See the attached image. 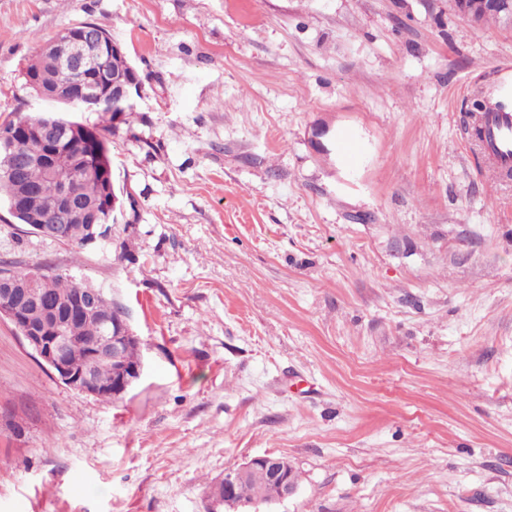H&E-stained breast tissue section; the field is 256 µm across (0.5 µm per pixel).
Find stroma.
I'll list each match as a JSON object with an SVG mask.
<instances>
[{"label":"stroma","mask_w":512,"mask_h":512,"mask_svg":"<svg viewBox=\"0 0 512 512\" xmlns=\"http://www.w3.org/2000/svg\"><path fill=\"white\" fill-rule=\"evenodd\" d=\"M94 23L142 78L111 126L109 244L31 232L0 265L102 289L141 378L105 401L0 320V512H211L225 470L285 456L250 512H512V179L465 130L512 26L450 0H0V123Z\"/></svg>","instance_id":"1"}]
</instances>
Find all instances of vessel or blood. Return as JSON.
Returning a JSON list of instances; mask_svg holds the SVG:
<instances>
[{
    "label": "vessel or blood",
    "instance_id": "obj_1",
    "mask_svg": "<svg viewBox=\"0 0 512 512\" xmlns=\"http://www.w3.org/2000/svg\"><path fill=\"white\" fill-rule=\"evenodd\" d=\"M483 145L495 166L512 171V72L504 71L492 88L488 112L481 119Z\"/></svg>",
    "mask_w": 512,
    "mask_h": 512
}]
</instances>
